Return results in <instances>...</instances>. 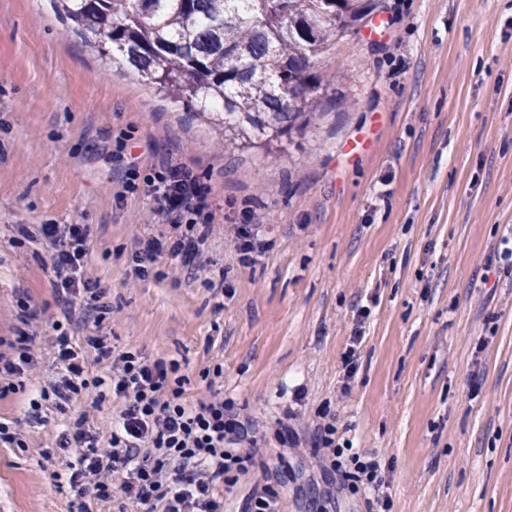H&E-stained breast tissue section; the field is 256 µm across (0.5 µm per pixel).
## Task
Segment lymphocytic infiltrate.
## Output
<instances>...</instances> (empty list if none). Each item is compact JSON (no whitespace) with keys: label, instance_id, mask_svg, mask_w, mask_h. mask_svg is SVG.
<instances>
[{"label":"lymphocytic infiltrate","instance_id":"f902f5d3","mask_svg":"<svg viewBox=\"0 0 512 512\" xmlns=\"http://www.w3.org/2000/svg\"><path fill=\"white\" fill-rule=\"evenodd\" d=\"M140 181L153 198L154 212L166 233L141 238V247L132 256L133 277L162 278L155 264L166 252L182 257L188 273H196L203 267L204 247L212 232L207 186L192 169L171 158L158 162L143 179L137 169H130L128 188ZM38 232L53 248L61 304L67 307L80 298L85 302L84 316L109 313L111 305L105 302L99 281L83 274L88 226L43 224ZM17 305L21 326L7 351H0V398L15 392V378L35 373L38 366L35 336L28 326L39 313L25 300ZM55 359L60 372L42 390L41 399L63 408L87 388L85 372L94 362L109 366L112 393L123 401L108 447H99L84 415L58 440L59 448L76 458L69 484L79 494H93L101 502L120 497L142 512H224L221 487L234 486L248 475L261 477L262 485L248 498L246 512H277L278 494L269 482L257 424L221 398L187 402L186 379L176 362L152 359L136 349H116L103 336L87 337L80 346L66 335L56 338ZM314 446L319 464L337 474L344 485L374 490L373 499L366 502L368 512H392L390 497L380 491V463L337 443L334 423L319 426Z\"/></svg>","mask_w":512,"mask_h":512}]
</instances>
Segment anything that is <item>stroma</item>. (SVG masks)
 I'll use <instances>...</instances> for the list:
<instances>
[{
	"label": "stroma",
	"mask_w": 512,
	"mask_h": 512,
	"mask_svg": "<svg viewBox=\"0 0 512 512\" xmlns=\"http://www.w3.org/2000/svg\"><path fill=\"white\" fill-rule=\"evenodd\" d=\"M382 4L315 57L323 118L270 152L225 145L197 105L67 33L51 0H0V338L25 291L56 372L60 306L36 230L88 225L87 271L112 312L68 334L177 361L188 402L246 406L280 512H366L369 491L309 466L328 414L338 439L383 457L394 512H512V0ZM133 156L145 172L173 157L208 186L209 280L165 255L163 278L129 285L144 225L163 230L152 197L121 192ZM245 208L266 242L249 265L225 230ZM35 397L0 400L23 440L0 445V512H123L66 485L57 439L90 400H47L35 418ZM289 415L296 448L281 443Z\"/></svg>",
	"instance_id": "stroma-1"
}]
</instances>
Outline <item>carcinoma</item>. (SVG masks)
<instances>
[{"label": "carcinoma", "instance_id": "carcinoma-1", "mask_svg": "<svg viewBox=\"0 0 512 512\" xmlns=\"http://www.w3.org/2000/svg\"><path fill=\"white\" fill-rule=\"evenodd\" d=\"M167 94L201 104L224 142L267 150L320 114L312 59L381 0H59Z\"/></svg>", "mask_w": 512, "mask_h": 512}]
</instances>
